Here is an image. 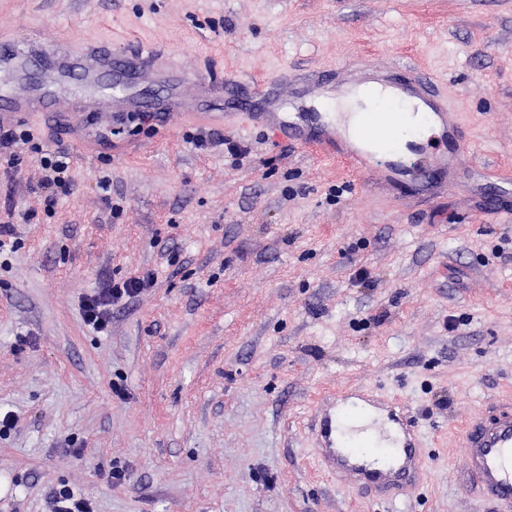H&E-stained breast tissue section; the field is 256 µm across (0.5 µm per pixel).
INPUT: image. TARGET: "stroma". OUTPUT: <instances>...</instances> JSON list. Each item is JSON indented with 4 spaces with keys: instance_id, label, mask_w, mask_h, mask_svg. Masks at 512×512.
Wrapping results in <instances>:
<instances>
[{
    "instance_id": "1",
    "label": "stroma",
    "mask_w": 512,
    "mask_h": 512,
    "mask_svg": "<svg viewBox=\"0 0 512 512\" xmlns=\"http://www.w3.org/2000/svg\"><path fill=\"white\" fill-rule=\"evenodd\" d=\"M0 38L143 45L219 75L224 113L237 84L301 77L274 109L306 114L363 64L407 66L468 151L424 200L259 123L119 112L95 148L16 118L32 143L0 165L18 237L0 251V412L17 418L0 512H49L62 485L96 512H384L319 468L307 428L357 388L420 426L425 479L400 512H474L458 428L512 396V0H0ZM39 147L70 153L63 184L42 186ZM149 273L108 332L83 323L82 296Z\"/></svg>"
}]
</instances>
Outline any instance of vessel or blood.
Listing matches in <instances>:
<instances>
[{"label":"vessel or blood","instance_id":"b4317fda","mask_svg":"<svg viewBox=\"0 0 512 512\" xmlns=\"http://www.w3.org/2000/svg\"><path fill=\"white\" fill-rule=\"evenodd\" d=\"M8 64L18 81L8 96L0 98V123L20 112L52 111L61 117L64 131L76 132L77 120L69 103L55 95L56 87L69 83L75 76L92 94L98 91L102 76H109L112 86L120 90L112 98L118 109L139 111L147 107L138 96L127 93L126 88L158 81L168 83L173 93L169 99L150 106L153 111L201 117L208 108L200 83L187 80L177 70L160 68L152 53L137 46L129 47L123 60L118 61L108 48L84 44L48 67L44 79L35 86L22 79L28 68V55H11ZM388 87L385 102L364 113L356 137L376 149L396 154L399 144L386 139L383 130L388 121L411 114L414 123L410 145L418 160L411 166L393 161L383 177L376 176L371 153L341 150L333 121H324L313 132L277 112H253L249 118L272 126L276 136L284 140L304 145L315 139L323 151L344 154L357 173L372 177L375 186H385L389 179L400 176L422 192H432L436 172L465 160L466 147L450 144L456 124L438 90L406 78L390 81ZM357 417L371 419L377 432V451L351 445L350 422ZM308 430L323 470L354 490L386 503L406 501L419 490L424 467L422 436L416 420L394 398L377 391L359 390L334 396L314 410ZM462 442L464 472L477 498L499 507H511L512 403H493L471 417L463 428Z\"/></svg>","mask_w":512,"mask_h":512}]
</instances>
